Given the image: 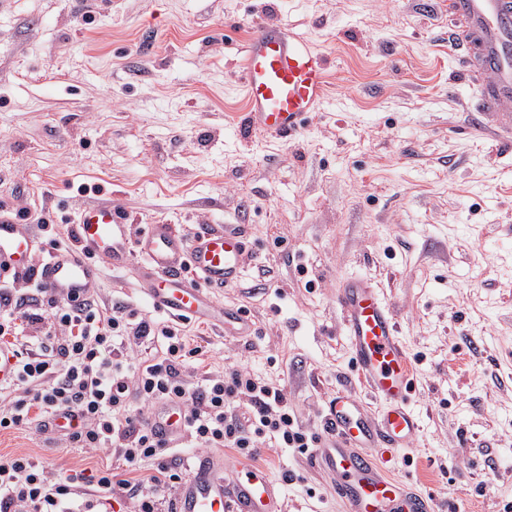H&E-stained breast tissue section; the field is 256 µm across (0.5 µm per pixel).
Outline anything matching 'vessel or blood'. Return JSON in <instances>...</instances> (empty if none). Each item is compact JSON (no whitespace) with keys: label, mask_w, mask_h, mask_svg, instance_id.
<instances>
[{"label":"vessel or blood","mask_w":512,"mask_h":512,"mask_svg":"<svg viewBox=\"0 0 512 512\" xmlns=\"http://www.w3.org/2000/svg\"><path fill=\"white\" fill-rule=\"evenodd\" d=\"M448 17L463 52L465 75L478 89L477 110L494 122L501 139H512V0H448ZM251 132L287 140L320 109L329 60L323 51L281 29L259 26L240 59ZM75 245L53 251L38 270L29 256L37 247L30 224L0 211V277L35 272L57 300L84 296L98 276L93 256L124 268L142 260L145 298L176 319L220 320L235 335L252 322L245 311L218 307L209 289L237 282L246 252V227L200 225L190 232L150 224L137 241L111 201L91 202L75 217ZM336 301L350 338L353 363L382 411L370 416L348 392H337L323 418L324 435L314 452L332 478L346 512H435L431 497L390 477L373 458L375 448H405L417 437L409 405L415 371L389 304L366 277L338 285ZM234 472L225 482V472ZM177 512H283L279 486L266 470L221 454L200 456L177 493Z\"/></svg>","instance_id":"vessel-or-blood-1"}]
</instances>
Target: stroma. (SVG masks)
<instances>
[{
    "mask_svg": "<svg viewBox=\"0 0 512 512\" xmlns=\"http://www.w3.org/2000/svg\"><path fill=\"white\" fill-rule=\"evenodd\" d=\"M443 0H0V208L38 226L40 265L72 243L85 204L111 197L131 238L247 224L241 278L212 289L254 335L176 320L203 346L200 371L244 367L283 387L320 434L358 377L336 304L342 278L382 288L416 374L412 447L381 460L436 512H512V141L477 128ZM281 26L324 50L327 97L292 140L240 135L239 56ZM90 293L157 321L140 261L95 260ZM72 474L135 466L29 429L0 431V457ZM284 512H346L312 453L263 448ZM293 481L284 482L283 473Z\"/></svg>",
    "mask_w": 512,
    "mask_h": 512,
    "instance_id": "1",
    "label": "stroma"
}]
</instances>
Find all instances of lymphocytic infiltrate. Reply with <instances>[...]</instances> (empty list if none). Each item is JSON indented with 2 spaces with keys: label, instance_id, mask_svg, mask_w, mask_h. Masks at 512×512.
<instances>
[{
  "label": "lymphocytic infiltrate",
  "instance_id": "lymphocytic-infiltrate-1",
  "mask_svg": "<svg viewBox=\"0 0 512 512\" xmlns=\"http://www.w3.org/2000/svg\"><path fill=\"white\" fill-rule=\"evenodd\" d=\"M47 305V313L27 314L26 324L41 325L42 338L37 347H23L18 302L12 287H0V345L18 356L16 381L0 385V431L26 427L49 435L52 416L71 412L80 424L64 433L68 447H115L144 468L129 479L114 478L108 469L58 477L30 456L1 458L0 512H94L97 503L119 493L134 499L136 512H158V501L182 478L169 465L170 443L156 438L149 419L171 406L201 449L227 448L254 460L262 439L302 453L316 446L317 436L304 430L284 390L247 370L190 385L186 371L204 351L179 328L121 306H100L89 295L75 304L48 299ZM156 344L160 356L132 359L131 350ZM233 397L244 399V412L230 409Z\"/></svg>",
  "mask_w": 512,
  "mask_h": 512
}]
</instances>
